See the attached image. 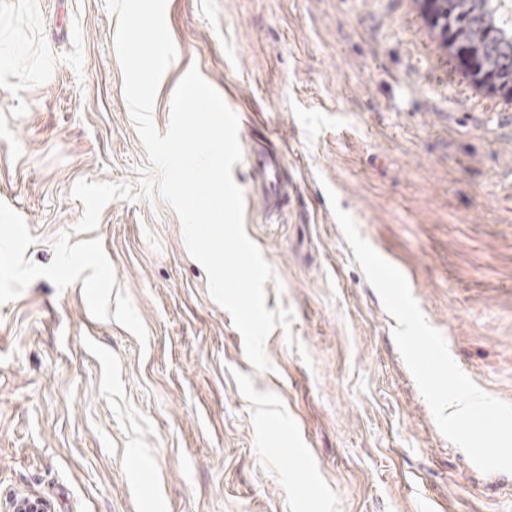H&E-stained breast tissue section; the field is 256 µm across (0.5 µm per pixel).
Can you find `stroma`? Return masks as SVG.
I'll use <instances>...</instances> for the list:
<instances>
[{
  "label": "stroma",
  "mask_w": 512,
  "mask_h": 512,
  "mask_svg": "<svg viewBox=\"0 0 512 512\" xmlns=\"http://www.w3.org/2000/svg\"><path fill=\"white\" fill-rule=\"evenodd\" d=\"M107 0H0V503L52 512H512V474L439 430L328 197L406 277L483 391L512 403V95L465 74L419 0H167L190 67L282 142L290 202L244 225L291 310L255 369L158 190ZM297 337L301 349L288 347Z\"/></svg>",
  "instance_id": "1"
}]
</instances>
